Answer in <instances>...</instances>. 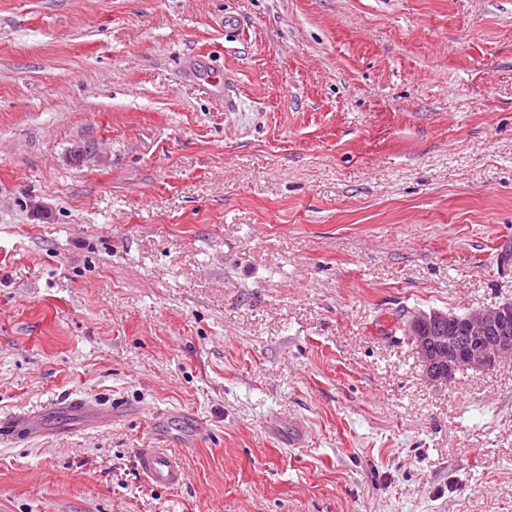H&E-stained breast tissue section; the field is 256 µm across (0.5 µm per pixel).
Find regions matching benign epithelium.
Returning a JSON list of instances; mask_svg holds the SVG:
<instances>
[{
    "label": "benign epithelium",
    "mask_w": 512,
    "mask_h": 512,
    "mask_svg": "<svg viewBox=\"0 0 512 512\" xmlns=\"http://www.w3.org/2000/svg\"><path fill=\"white\" fill-rule=\"evenodd\" d=\"M460 322L465 326L462 333ZM403 330L431 382L453 378L460 367L488 371L512 350V302L471 308L462 319L441 310L414 312Z\"/></svg>",
    "instance_id": "1"
}]
</instances>
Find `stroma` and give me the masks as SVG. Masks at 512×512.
Masks as SVG:
<instances>
[{"instance_id":"1","label":"stroma","mask_w":512,"mask_h":512,"mask_svg":"<svg viewBox=\"0 0 512 512\" xmlns=\"http://www.w3.org/2000/svg\"><path fill=\"white\" fill-rule=\"evenodd\" d=\"M509 251L512 0H0V512H512ZM458 315V314H456ZM441 310L411 313L403 330L414 345L429 381L452 379L460 367L474 371L494 368L498 358L512 350V302L492 308H471L461 320ZM138 466L146 478L158 487H179L186 473L179 455L166 448L136 449Z\"/></svg>"}]
</instances>
